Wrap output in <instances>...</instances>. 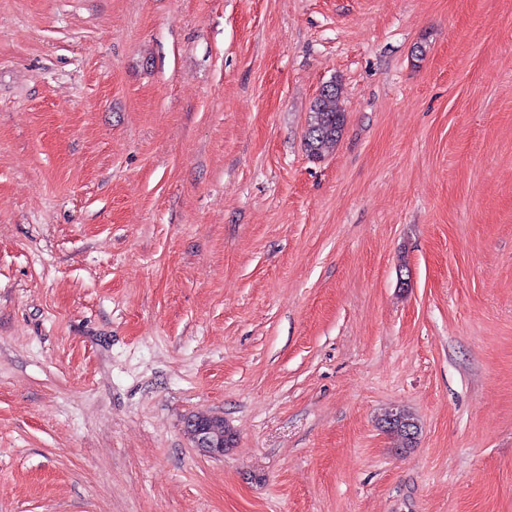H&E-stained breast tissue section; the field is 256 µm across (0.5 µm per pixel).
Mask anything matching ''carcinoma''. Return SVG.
Masks as SVG:
<instances>
[{
	"mask_svg": "<svg viewBox=\"0 0 512 512\" xmlns=\"http://www.w3.org/2000/svg\"><path fill=\"white\" fill-rule=\"evenodd\" d=\"M340 87L336 82L327 84V90L319 93L310 110L304 135V147L308 156L322 158L335 147L346 123V113L339 106ZM380 428L397 444V447L412 448L417 443L419 425L406 409L385 413L379 422Z\"/></svg>",
	"mask_w": 512,
	"mask_h": 512,
	"instance_id": "cac0c4a2",
	"label": "carcinoma"
}]
</instances>
